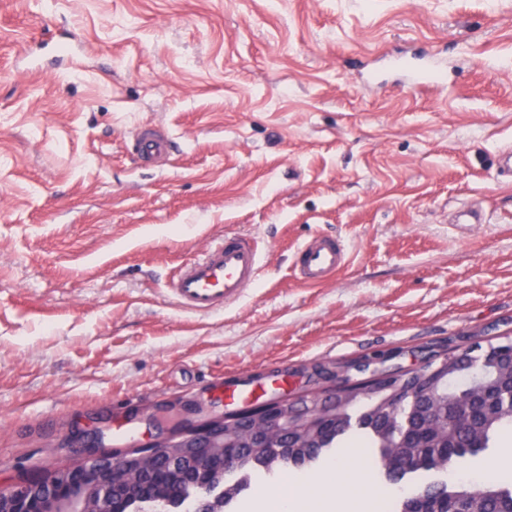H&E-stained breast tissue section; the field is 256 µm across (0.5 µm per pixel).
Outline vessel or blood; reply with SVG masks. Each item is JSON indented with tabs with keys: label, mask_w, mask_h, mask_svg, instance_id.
I'll return each instance as SVG.
<instances>
[{
	"label": "vessel or blood",
	"mask_w": 512,
	"mask_h": 512,
	"mask_svg": "<svg viewBox=\"0 0 512 512\" xmlns=\"http://www.w3.org/2000/svg\"><path fill=\"white\" fill-rule=\"evenodd\" d=\"M168 138L152 130L141 131L132 150L145 163L165 156ZM349 261L343 241L315 235L295 252L294 275L305 286L326 282ZM262 272V258L256 238L227 234L213 240L201 254L183 265L171 285L178 305L189 312L210 315L244 298Z\"/></svg>",
	"instance_id": "vessel-or-blood-1"
}]
</instances>
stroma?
Here are the masks:
<instances>
[{
  "label": "stroma",
  "instance_id": "stroma-1",
  "mask_svg": "<svg viewBox=\"0 0 512 512\" xmlns=\"http://www.w3.org/2000/svg\"><path fill=\"white\" fill-rule=\"evenodd\" d=\"M509 146L512 0H0V484L75 462L76 430L223 411L229 378L512 338ZM224 232L261 242L257 285L183 311L169 279ZM319 233L352 261L304 287ZM372 486L307 508L375 512ZM169 147L168 138L155 131L144 130L134 139L132 151L142 162L149 163L165 156Z\"/></svg>",
  "mask_w": 512,
  "mask_h": 512
}]
</instances>
